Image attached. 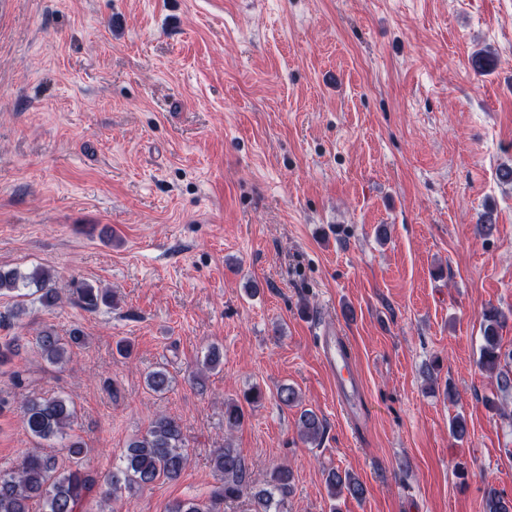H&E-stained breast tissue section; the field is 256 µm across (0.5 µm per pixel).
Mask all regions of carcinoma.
<instances>
[{
	"instance_id": "obj_1",
	"label": "carcinoma",
	"mask_w": 512,
	"mask_h": 512,
	"mask_svg": "<svg viewBox=\"0 0 512 512\" xmlns=\"http://www.w3.org/2000/svg\"><path fill=\"white\" fill-rule=\"evenodd\" d=\"M50 271L37 266L31 272H0V293L15 292L19 301L7 315H0V324L17 318L26 312L28 294L21 289L31 285L39 293L38 301L44 307H54L60 301L57 289L51 286ZM77 303L86 311H94L99 304L108 303L110 296L93 285L82 282L75 286ZM507 317L493 308L484 314L483 344L477 365L496 380L498 392L512 393V369L504 364L512 353L505 355L500 345L499 329ZM82 333L73 331L69 339L58 336L52 329H44L35 338L42 358L51 365H59L67 359L69 348L81 342ZM21 345L16 336L0 338V367L12 363L20 353ZM171 377L164 368L150 371L146 376L147 387L159 394L169 390ZM21 421L25 431L37 447L27 452L15 469L0 473V512H83L84 505L96 493L97 479L85 470L81 459L87 449L81 441L70 440L75 410L65 397H25L21 400ZM244 421V412L236 401L225 403L224 423L236 429ZM302 440L312 445L322 441L324 421L311 409L300 411L297 419ZM66 449L73 464L61 468L55 455L46 449L55 442ZM187 464L184 436L181 424L166 415L157 416L147 433L132 440L106 480L107 490L101 493L108 500L122 489L129 492L149 486L161 478L177 480ZM215 467L224 472V487L213 493V506L202 507L193 500H176L166 512H219L216 504L236 501L248 495L252 512H280L292 492L294 475L290 468L280 466L265 481L264 486L255 484L240 453L229 446L221 448L214 458ZM330 497L347 494L361 499L366 494L363 482L349 472L328 471L325 478ZM486 512H512V499L504 497L490 487L485 496Z\"/></svg>"
}]
</instances>
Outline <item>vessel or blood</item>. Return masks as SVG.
I'll return each instance as SVG.
<instances>
[{
    "label": "vessel or blood",
    "instance_id": "b4317fda",
    "mask_svg": "<svg viewBox=\"0 0 512 512\" xmlns=\"http://www.w3.org/2000/svg\"><path fill=\"white\" fill-rule=\"evenodd\" d=\"M318 357L333 380L336 399L355 426L366 419V392L354 368L345 336L333 327H325L318 338Z\"/></svg>",
    "mask_w": 512,
    "mask_h": 512
}]
</instances>
